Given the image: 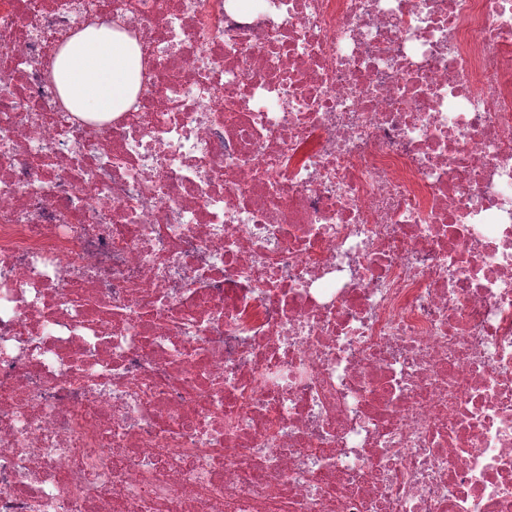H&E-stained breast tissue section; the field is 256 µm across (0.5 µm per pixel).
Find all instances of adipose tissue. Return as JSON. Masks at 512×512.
Returning a JSON list of instances; mask_svg holds the SVG:
<instances>
[{"mask_svg":"<svg viewBox=\"0 0 512 512\" xmlns=\"http://www.w3.org/2000/svg\"><path fill=\"white\" fill-rule=\"evenodd\" d=\"M140 70V50L124 34L90 27L59 51L53 76L71 111L113 113L133 103Z\"/></svg>","mask_w":512,"mask_h":512,"instance_id":"obj_1","label":"adipose tissue"}]
</instances>
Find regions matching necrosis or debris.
<instances>
[{"label": "necrosis or debris", "instance_id": "4bbe7bcc", "mask_svg": "<svg viewBox=\"0 0 512 512\" xmlns=\"http://www.w3.org/2000/svg\"><path fill=\"white\" fill-rule=\"evenodd\" d=\"M0 512H512V0H0ZM141 53L124 34L89 27L56 55V88L72 112H124L139 88Z\"/></svg>", "mask_w": 512, "mask_h": 512}]
</instances>
